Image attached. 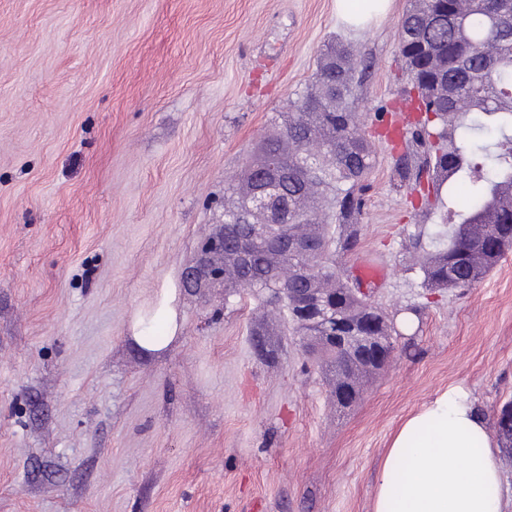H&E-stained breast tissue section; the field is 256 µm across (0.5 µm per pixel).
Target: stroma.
<instances>
[{"label": "stroma", "instance_id": "obj_1", "mask_svg": "<svg viewBox=\"0 0 512 512\" xmlns=\"http://www.w3.org/2000/svg\"><path fill=\"white\" fill-rule=\"evenodd\" d=\"M409 5L352 30L336 0H0V512H373L408 415L452 386L489 421L512 399V249L428 303L404 244L446 217L383 140L337 268L372 258L374 300L417 315L350 407L266 296L184 283L325 44L369 65L365 131L401 99ZM176 329L175 314L173 311L167 312V330L165 336H151V330H141L133 336L136 343L145 351L158 352L165 349L173 339Z\"/></svg>", "mask_w": 512, "mask_h": 512}]
</instances>
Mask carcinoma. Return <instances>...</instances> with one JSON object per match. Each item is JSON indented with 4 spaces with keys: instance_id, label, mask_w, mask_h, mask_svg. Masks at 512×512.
<instances>
[{
    "instance_id": "carcinoma-1",
    "label": "carcinoma",
    "mask_w": 512,
    "mask_h": 512,
    "mask_svg": "<svg viewBox=\"0 0 512 512\" xmlns=\"http://www.w3.org/2000/svg\"><path fill=\"white\" fill-rule=\"evenodd\" d=\"M414 0L402 16L400 46L420 43L430 54L428 70L436 84L416 99L420 119L411 125L414 150L395 160V172L407 189L424 182L421 201L428 210L448 208L447 222L422 242L415 268L426 294L470 288L484 279L504 252L485 250L499 239L512 245V25L500 17L512 15V0ZM362 60L342 42L321 53L315 80L294 102L284 126L261 140L241 173L224 181V214L235 223L224 225V236L212 238L204 251L215 257L224 289L288 291L283 315L306 337L305 352L319 367L336 374L334 392L356 396L363 377L377 366L350 359L343 351L322 347L326 331L296 318L294 301L312 281L336 296L351 323L368 321L372 336L387 337L395 348L399 335L394 318L366 298L336 269L338 244L347 247L357 236L364 206V182L376 166L372 141L361 133L354 109V73ZM275 184L274 202L288 201L284 236L307 244L304 252L277 256L258 247L246 269L235 258V241L251 236L261 218L249 210L251 197ZM470 195L463 210H454L461 193ZM512 399L496 414L494 429L501 447L512 448V428L504 426Z\"/></svg>"
}]
</instances>
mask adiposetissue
Listing matches in <instances>:
<instances>
[{"instance_id": "obj_1", "label": "adipose tissue", "mask_w": 512, "mask_h": 512, "mask_svg": "<svg viewBox=\"0 0 512 512\" xmlns=\"http://www.w3.org/2000/svg\"><path fill=\"white\" fill-rule=\"evenodd\" d=\"M502 471L469 394L451 387L406 418L377 480L374 512H503Z\"/></svg>"}]
</instances>
